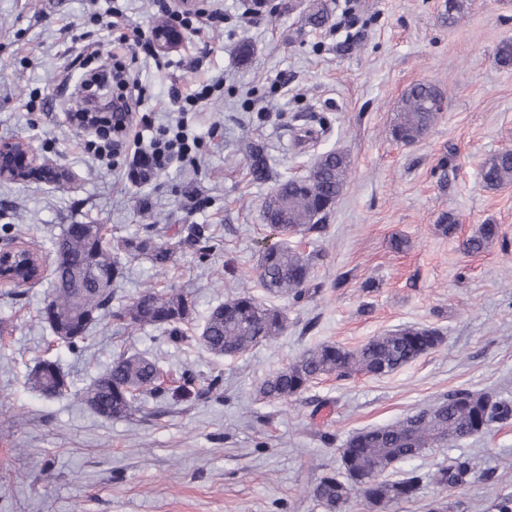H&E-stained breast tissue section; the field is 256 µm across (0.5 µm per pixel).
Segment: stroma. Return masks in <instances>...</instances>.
<instances>
[{
  "label": "stroma",
  "mask_w": 512,
  "mask_h": 512,
  "mask_svg": "<svg viewBox=\"0 0 512 512\" xmlns=\"http://www.w3.org/2000/svg\"><path fill=\"white\" fill-rule=\"evenodd\" d=\"M254 13L250 0H215L221 29L184 33L160 64L141 71L155 124L176 123L173 90L220 80L192 126L194 162L173 161L143 183L125 177L127 158L102 166L78 147L71 112L85 108L84 72L106 66L108 32L95 17L109 0H0V141H27L57 163L55 184L0 180V241L43 259L69 224L105 225L128 238L173 241L167 269L124 260L113 307L149 288H181L195 301L186 340L152 327L103 318L79 352L55 340L39 311L50 277L30 288H0V512H324L312 497L340 468L339 450L362 429L393 423L457 388L512 401V184L481 183L484 159L512 150V68L496 62L512 41V0H467L448 26V0H327L329 22L304 24L310 0ZM427 81L444 110L412 145L393 140L394 109ZM51 100L27 111V100ZM351 160L348 182L322 229L290 239L264 223L261 203L275 184L306 175L317 154ZM261 151L264 179L251 174ZM457 222L445 236L443 215ZM499 238L470 254L462 242L480 225ZM290 243L311 265L301 299L267 297L255 269L263 248ZM284 311L278 340L217 358L197 342L210 311L238 292ZM433 327L442 343L384 376L324 377L288 401L258 399L259 383L323 343L347 349L404 327ZM120 352L145 353L165 387L196 379L181 400H149L143 413L105 419L78 393ZM58 364L70 388L47 398L28 375ZM216 389H209L212 378ZM470 459L468 485L424 482L392 512H495L512 493V419L446 448L397 463L386 477L434 473Z\"/></svg>",
  "instance_id": "1"
}]
</instances>
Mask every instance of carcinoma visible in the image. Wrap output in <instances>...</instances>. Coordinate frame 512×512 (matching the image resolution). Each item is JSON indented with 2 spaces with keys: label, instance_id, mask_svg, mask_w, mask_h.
I'll return each mask as SVG.
<instances>
[{
  "label": "carcinoma",
  "instance_id": "cac0c4a2",
  "mask_svg": "<svg viewBox=\"0 0 512 512\" xmlns=\"http://www.w3.org/2000/svg\"><path fill=\"white\" fill-rule=\"evenodd\" d=\"M439 96L430 83L412 85L398 107L393 138L404 144L422 138L437 118L433 102ZM349 171L350 160L345 153L334 149L320 153L306 177L284 179L264 198L261 209L265 223L287 236L316 230L341 195ZM480 175L483 186L490 190L512 184V152L501 151L485 158ZM71 229L72 225H67L53 242V288L43 303V321L57 340L71 350L80 349L91 326L105 314L132 325L163 328L170 338H179L178 325L190 321L194 312L189 295L172 288L150 289L112 311V283L121 277L122 264L112 255L100 226H91L86 237L72 234ZM497 236V225L482 224L462 246L468 253H477ZM125 249L134 256H147L161 269L169 266L174 253L170 244L149 240L128 241ZM37 262V255L20 252L15 260V276L26 279L37 271ZM257 276L267 293L288 294L299 300L305 294L310 265L294 248L271 246L260 256ZM285 328L286 316L281 310L243 293L209 313L199 343L214 356H233L277 339ZM442 340L434 328L407 327L372 338L352 350L321 344L269 374L258 393L265 400L286 401L323 376L389 375L436 349ZM30 384L47 397L60 396L68 388L65 374L50 360L31 371ZM162 395L158 363L142 354L117 356L80 392L81 400L106 419L132 417L142 410L146 398ZM510 418L511 402L487 392L454 390L431 407L350 435L340 449L341 472L321 478L312 494L325 512H345L355 496L368 507L387 512L392 506L411 500L426 479L445 489L462 486L473 466L461 457L439 466L431 475L410 471L400 479L388 480L383 474L398 462L472 437L479 429Z\"/></svg>",
  "mask_w": 512,
  "mask_h": 512
}]
</instances>
